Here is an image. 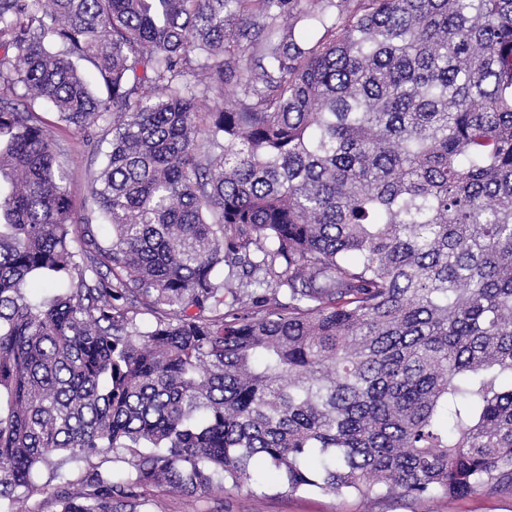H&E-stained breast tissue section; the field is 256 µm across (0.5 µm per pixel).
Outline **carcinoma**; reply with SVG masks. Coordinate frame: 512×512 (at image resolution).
Instances as JSON below:
<instances>
[{"mask_svg": "<svg viewBox=\"0 0 512 512\" xmlns=\"http://www.w3.org/2000/svg\"><path fill=\"white\" fill-rule=\"evenodd\" d=\"M259 464L512 493V0H0V512ZM55 138L58 147L64 149L70 158V181L69 191L73 206L78 213L91 206L89 198L90 174L96 171L103 159L104 153L108 150V140L102 143L99 151L96 150L97 141L100 139V133L91 138L89 143H83V133L73 130H55Z\"/></svg>", "mask_w": 512, "mask_h": 512, "instance_id": "1", "label": "carcinoma"}]
</instances>
